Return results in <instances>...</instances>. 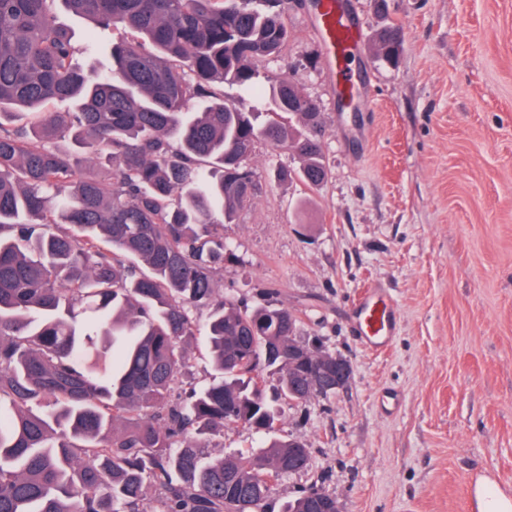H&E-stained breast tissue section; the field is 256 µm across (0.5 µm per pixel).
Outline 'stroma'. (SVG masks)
I'll return each mask as SVG.
<instances>
[{"instance_id":"1","label":"stroma","mask_w":512,"mask_h":512,"mask_svg":"<svg viewBox=\"0 0 512 512\" xmlns=\"http://www.w3.org/2000/svg\"><path fill=\"white\" fill-rule=\"evenodd\" d=\"M365 39L350 106L313 32L310 0H289V40L260 83L293 74L324 126L326 181L278 180L296 155L258 144L263 190L225 225L236 255L218 286L295 312L298 340L350 360L342 389L278 402V435L310 451L278 481L272 512L305 489L341 512H476L474 486L512 495V0H349ZM83 69L105 70L121 27L54 8ZM404 35L397 65L371 37ZM94 52H87L88 44ZM397 310L390 347L362 342L352 310L369 287Z\"/></svg>"}]
</instances>
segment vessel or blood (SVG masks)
Instances as JSON below:
<instances>
[{
	"label": "vessel or blood",
	"instance_id": "b4317fda",
	"mask_svg": "<svg viewBox=\"0 0 512 512\" xmlns=\"http://www.w3.org/2000/svg\"><path fill=\"white\" fill-rule=\"evenodd\" d=\"M316 27L324 60L336 73V88L342 98H352L358 88L350 58L363 41V31L347 0H318ZM363 342L372 349L387 348L392 342L396 308L384 289H367L356 306Z\"/></svg>",
	"mask_w": 512,
	"mask_h": 512
}]
</instances>
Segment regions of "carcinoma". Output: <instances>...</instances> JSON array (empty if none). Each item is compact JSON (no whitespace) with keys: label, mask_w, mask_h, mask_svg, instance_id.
<instances>
[{"label":"carcinoma","mask_w":512,"mask_h":512,"mask_svg":"<svg viewBox=\"0 0 512 512\" xmlns=\"http://www.w3.org/2000/svg\"><path fill=\"white\" fill-rule=\"evenodd\" d=\"M54 2L0 0V512H140L150 486L152 512H267L289 444L260 373L293 400L309 367L288 371L297 315L217 275L224 225L261 190L258 142L297 154L281 179L325 181L321 112L286 77L260 88L263 120L215 85L257 84L286 0H62L139 35L102 73L74 63ZM372 41L392 61L401 29ZM201 308L214 374L182 401ZM231 426L265 444L204 455Z\"/></svg>","instance_id":"cac0c4a2"}]
</instances>
